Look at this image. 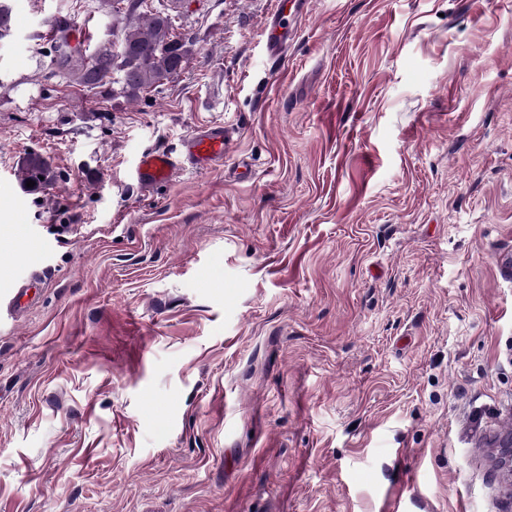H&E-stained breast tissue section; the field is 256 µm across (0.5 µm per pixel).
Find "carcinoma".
Masks as SVG:
<instances>
[{
    "label": "carcinoma",
    "mask_w": 512,
    "mask_h": 512,
    "mask_svg": "<svg viewBox=\"0 0 512 512\" xmlns=\"http://www.w3.org/2000/svg\"><path fill=\"white\" fill-rule=\"evenodd\" d=\"M124 2L101 0V9L120 24L118 39L125 56L114 61L109 41L87 53L81 44H71L69 20L57 18L46 51L55 74L89 90L117 85L128 99H137L179 75L178 64L187 63L189 48L185 39L174 35L173 18L153 9L123 11L120 4ZM21 173L23 180L39 186L49 176V167L40 155L31 153L22 161Z\"/></svg>",
    "instance_id": "cac0c4a2"
}]
</instances>
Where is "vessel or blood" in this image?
<instances>
[{"label": "vessel or blood", "instance_id": "b4317fda", "mask_svg": "<svg viewBox=\"0 0 512 512\" xmlns=\"http://www.w3.org/2000/svg\"><path fill=\"white\" fill-rule=\"evenodd\" d=\"M308 9V0H280L277 8L266 19L264 38L270 58H279L287 47L296 17ZM224 127L220 124L203 125L188 134L180 153L164 150H145L139 156L134 178L143 187L168 180L180 168L194 171L209 170L224 158ZM40 272H31L28 278L12 282L0 294V310L17 314L28 301L33 284L40 280Z\"/></svg>", "mask_w": 512, "mask_h": 512}]
</instances>
